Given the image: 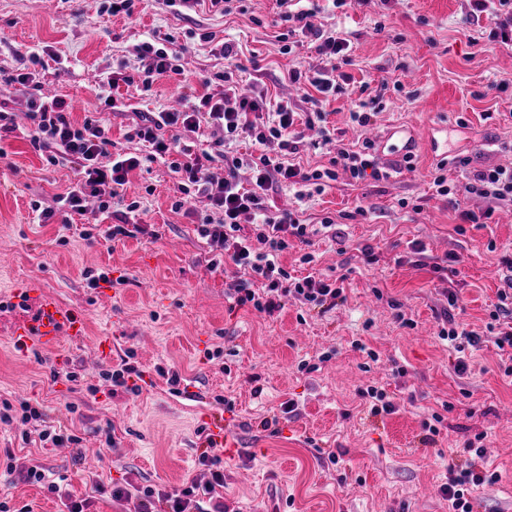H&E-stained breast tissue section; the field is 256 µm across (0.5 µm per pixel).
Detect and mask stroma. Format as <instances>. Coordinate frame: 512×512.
Here are the masks:
<instances>
[{
	"label": "stroma",
	"instance_id": "stroma-1",
	"mask_svg": "<svg viewBox=\"0 0 512 512\" xmlns=\"http://www.w3.org/2000/svg\"><path fill=\"white\" fill-rule=\"evenodd\" d=\"M316 21L349 39L350 81L324 107L325 126L351 149L370 130L404 131L416 160L378 152L387 179L349 182L339 176L323 192L297 200L280 187L277 207L302 212L317 233L295 243L282 258L295 276L335 277L349 268L346 299L327 312L288 304L274 317L233 307V271L211 272L207 246L185 210L173 209L176 181L166 167L134 170L126 198L142 201L137 223L146 233L115 242L87 238L81 219L69 226L32 223L30 205L48 206L76 181L66 167L43 163L21 134L0 140V401L40 403L52 425L80 437L79 445L41 446L36 426L0 421V457L13 455L16 470L0 475V498L11 507L58 512L60 502L25 478L36 461L64 476V490L92 501V512H135L136 502H113V485L126 482L168 491L185 480H209L199 455L213 421L236 446L224 458V502L231 512H448L440 492L449 467L497 474L471 490L474 512H512V376L488 333L512 256V205L465 194L436 195L432 180L448 148L445 172L461 185L489 165L512 166V46H489L483 26L467 21L465 0H377L375 6L334 7L313 0ZM201 23L217 39L239 45L243 89L292 97L289 70L319 64L313 44L283 53L275 0H244L232 13L198 12L188 21L165 0H140L134 16H112L102 0H0V69L15 70L22 56L46 50L52 60L39 73L47 90L73 103L82 120L93 109L112 60H134L135 48L153 32L185 31ZM185 72L163 76L151 92L121 85L132 110L107 114L114 141L123 139L135 112L178 106L185 86L219 71L223 59L199 41L183 40ZM69 62L58 70L56 58ZM504 91L489 90V83ZM374 101L371 129L350 119L360 102ZM465 165H458V158ZM487 224H463L460 213L487 208ZM332 227L322 228L324 219ZM425 246L410 251L412 242ZM375 257L365 264L360 249ZM312 263H301L303 254ZM454 255L458 273L442 280L433 266ZM107 280L88 287L85 271ZM24 279L41 292L81 311L87 332L77 343L61 340L52 350L21 352L11 341L17 323L39 310H6L11 285ZM459 306L449 309L447 288ZM482 333L477 349L457 353L438 336L446 313ZM111 331L112 354L100 358L99 338ZM134 351L141 372L137 392L113 390L102 371ZM330 353L320 362L322 353ZM468 369L458 373V356ZM318 363L301 373L299 361ZM179 372L187 394L172 392L159 368ZM57 379H50L51 371ZM76 372L77 380L66 377ZM369 386L393 395L391 414H373L360 391ZM233 410H225L224 398ZM294 412L284 413L285 402ZM443 418L435 444L422 442V424ZM118 443L107 451L104 430ZM484 434L482 454L466 448Z\"/></svg>",
	"mask_w": 512,
	"mask_h": 512
}]
</instances>
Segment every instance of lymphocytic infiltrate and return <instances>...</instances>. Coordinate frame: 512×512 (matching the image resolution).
Returning a JSON list of instances; mask_svg holds the SVG:
<instances>
[{
    "mask_svg": "<svg viewBox=\"0 0 512 512\" xmlns=\"http://www.w3.org/2000/svg\"><path fill=\"white\" fill-rule=\"evenodd\" d=\"M292 0H276L278 16L286 30L278 39L284 52H291V39L301 38L315 43L320 64L302 65L288 73V80L296 90L313 86L321 95L333 96L343 92L349 77L342 66L347 60L349 41L341 35L325 34L314 21L311 9L292 10ZM467 16L472 20L487 19L491 42L512 43V0H467ZM174 34L149 36L136 48L137 67L124 61L113 62L106 71L107 89L102 96L105 109L119 111L124 107L118 96L120 85L140 80L144 91H151L156 79L163 75L184 72L182 54L177 51ZM224 58L223 71L202 78L201 90H190L184 96L183 109L161 110L140 114L130 125L125 138L141 144L138 152L113 151L110 128L100 113L92 112L83 121H75L71 105L61 95L44 93L35 70L43 66L39 51L29 52L26 71L10 73L0 69V82L21 87L25 98L23 113L0 112V133L22 130L34 151L52 166H70L77 170L78 180L63 193L57 194L50 206L35 202L31 205L38 223L47 224L54 218L70 221L72 215L98 223L102 214H114L115 224L109 225L103 238L115 241L141 233L142 225H128L129 216L139 214L140 201L125 204L113 210L112 201L127 182L129 173L145 165H164L177 180L179 200L175 208H187L196 226V232L209 247L207 267L218 271L234 266L237 278L231 285V296L236 307H248L257 313L274 316L283 311L288 301L310 308L335 307L344 297L347 273H338L334 279L312 275L295 277L281 263L290 239L306 241L310 230L298 213L271 212L266 196L269 190L288 184L297 187L299 196L322 192L338 174H346L355 182L372 178L382 180L387 173L379 167L372 150V142H363L361 149L337 147L328 167L305 170L288 163L289 155L298 153L303 144L319 148L332 144L329 130L319 132L317 140L305 141L297 132L298 122L314 127L321 120V112L300 115L291 99H268L265 94H240L235 73L238 69L237 46L230 41L219 48ZM217 125L224 130L221 143L228 174L224 180H214L209 172L212 156L209 152L192 153L182 135L196 132L201 123ZM248 140L261 145L257 158L242 159L237 154L239 142ZM248 165L253 171L252 188L240 186L235 171L239 165ZM433 187L438 195L457 193L477 195L502 203H512V168L487 167L476 171L468 182L457 186L449 183L443 174H436ZM96 198V210H88V198ZM20 416L24 421L42 422L39 438L44 443L60 445L79 444L78 436L48 424L40 405L24 401L20 405L4 403L0 406V421ZM201 465L211 467V479L206 484L186 482L179 490L168 492L153 486H118L112 490V499L121 502L129 498L139 501L138 512H225L223 501L217 500L216 490L224 485L221 458L216 448L203 451ZM495 475H481L474 470H449L448 481L442 487L452 512H473L469 495L472 487L491 484Z\"/></svg>",
    "mask_w": 512,
    "mask_h": 512,
    "instance_id": "1",
    "label": "lymphocytic infiltrate"
}]
</instances>
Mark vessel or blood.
<instances>
[{
	"label": "vessel or blood",
	"mask_w": 512,
	"mask_h": 512,
	"mask_svg": "<svg viewBox=\"0 0 512 512\" xmlns=\"http://www.w3.org/2000/svg\"><path fill=\"white\" fill-rule=\"evenodd\" d=\"M84 330L85 318L77 309L62 305L54 297L46 295L40 300L37 318L16 325L12 339L23 350L31 344L52 348L64 336L79 340Z\"/></svg>",
	"instance_id": "b4317fda"
}]
</instances>
